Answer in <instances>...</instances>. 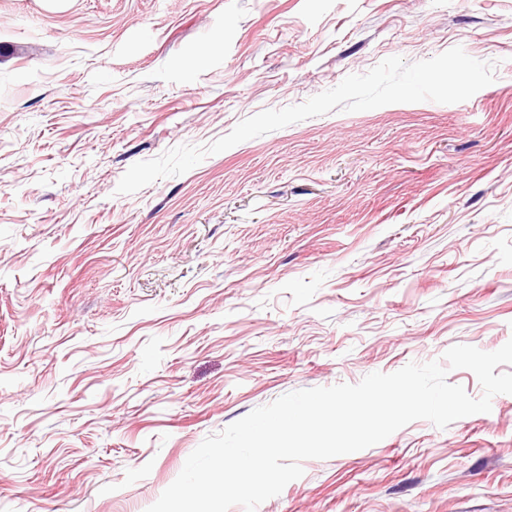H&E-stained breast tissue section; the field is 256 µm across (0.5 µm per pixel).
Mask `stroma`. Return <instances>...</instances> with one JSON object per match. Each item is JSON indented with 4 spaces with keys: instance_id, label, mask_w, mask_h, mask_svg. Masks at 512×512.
Masks as SVG:
<instances>
[{
    "instance_id": "35a3bbf8",
    "label": "stroma",
    "mask_w": 512,
    "mask_h": 512,
    "mask_svg": "<svg viewBox=\"0 0 512 512\" xmlns=\"http://www.w3.org/2000/svg\"><path fill=\"white\" fill-rule=\"evenodd\" d=\"M469 100L310 118L133 194L382 60ZM512 339V0H0V512H146L300 389ZM256 512H512V394L308 459Z\"/></svg>"
}]
</instances>
